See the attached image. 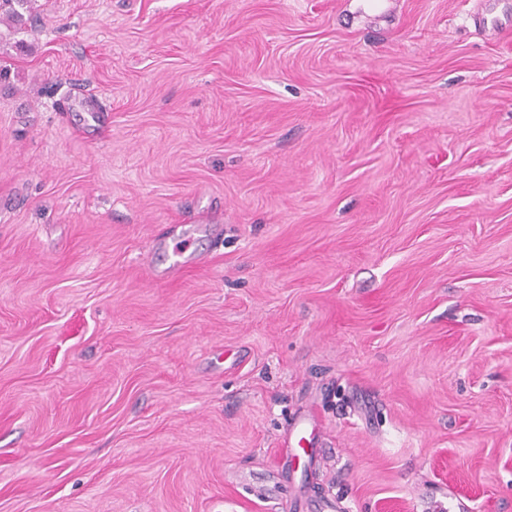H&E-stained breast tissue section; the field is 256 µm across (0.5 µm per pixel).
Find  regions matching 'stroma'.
I'll return each instance as SVG.
<instances>
[{
  "instance_id": "1",
  "label": "stroma",
  "mask_w": 512,
  "mask_h": 512,
  "mask_svg": "<svg viewBox=\"0 0 512 512\" xmlns=\"http://www.w3.org/2000/svg\"><path fill=\"white\" fill-rule=\"evenodd\" d=\"M480 3L0 23V512H512V27Z\"/></svg>"
}]
</instances>
